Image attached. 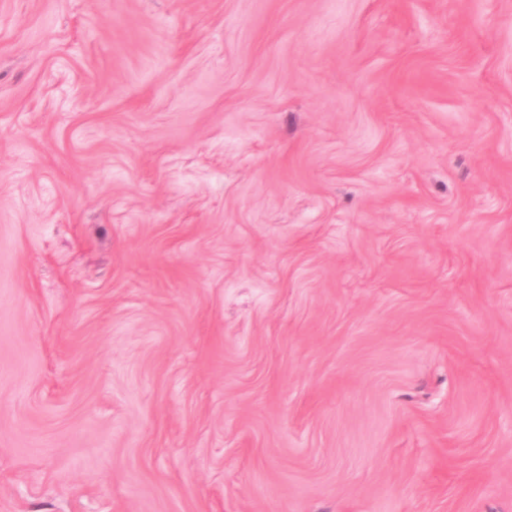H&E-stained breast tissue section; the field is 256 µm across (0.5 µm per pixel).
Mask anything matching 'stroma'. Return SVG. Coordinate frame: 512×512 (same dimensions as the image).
I'll use <instances>...</instances> for the list:
<instances>
[{
	"label": "stroma",
	"instance_id": "stroma-1",
	"mask_svg": "<svg viewBox=\"0 0 512 512\" xmlns=\"http://www.w3.org/2000/svg\"><path fill=\"white\" fill-rule=\"evenodd\" d=\"M0 512H512V0H0Z\"/></svg>",
	"mask_w": 512,
	"mask_h": 512
}]
</instances>
